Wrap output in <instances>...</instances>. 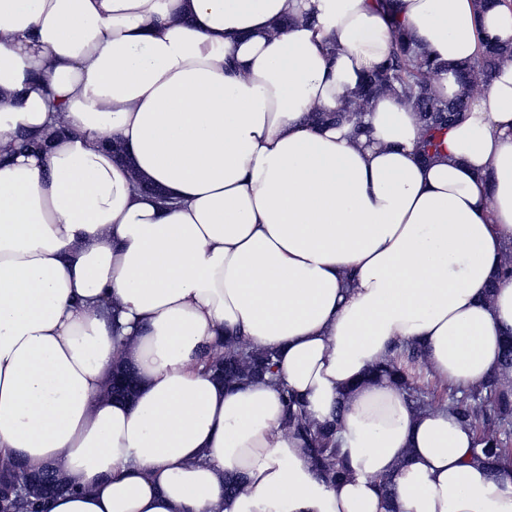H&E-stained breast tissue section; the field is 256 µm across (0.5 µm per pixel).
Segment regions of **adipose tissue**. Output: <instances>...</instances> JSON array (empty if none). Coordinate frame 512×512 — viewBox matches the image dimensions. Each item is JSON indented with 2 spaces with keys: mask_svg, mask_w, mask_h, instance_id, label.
I'll return each instance as SVG.
<instances>
[{
  "mask_svg": "<svg viewBox=\"0 0 512 512\" xmlns=\"http://www.w3.org/2000/svg\"><path fill=\"white\" fill-rule=\"evenodd\" d=\"M398 25L447 99L481 40L512 42V0H0V464L68 483L48 512H512L472 427L370 374L406 342L444 387L503 370L512 59L426 161L395 93L366 137L310 120ZM230 338L341 417L349 479L274 385L203 372Z\"/></svg>",
  "mask_w": 512,
  "mask_h": 512,
  "instance_id": "ef3b65f1",
  "label": "adipose tissue"
}]
</instances>
